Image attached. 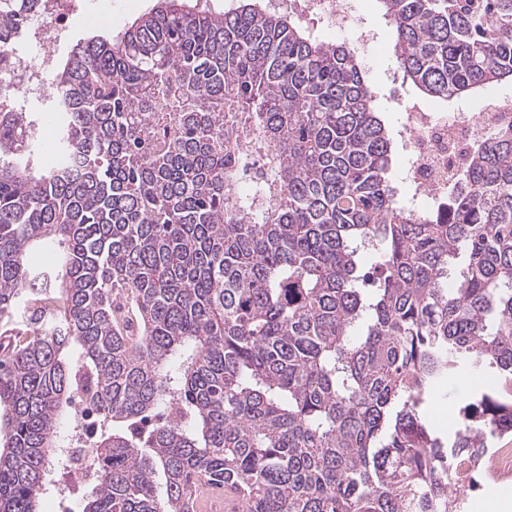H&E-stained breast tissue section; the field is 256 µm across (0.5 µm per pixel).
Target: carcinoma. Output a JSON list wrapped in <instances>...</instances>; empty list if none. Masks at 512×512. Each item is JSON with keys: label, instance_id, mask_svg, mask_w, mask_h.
Here are the masks:
<instances>
[{"label": "carcinoma", "instance_id": "cac0c4a2", "mask_svg": "<svg viewBox=\"0 0 512 512\" xmlns=\"http://www.w3.org/2000/svg\"><path fill=\"white\" fill-rule=\"evenodd\" d=\"M37 2L0 0V45ZM379 2L423 98L512 82V0ZM54 81L57 165L36 113L0 112V512H41L67 448L92 449L81 512H195L202 484L242 512H460L448 463L512 433V125L402 207L357 52L257 0H156ZM234 112L267 146L245 197ZM485 367L439 435L438 390Z\"/></svg>", "mask_w": 512, "mask_h": 512}]
</instances>
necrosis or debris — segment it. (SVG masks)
Segmentation results:
<instances>
[{
	"label": "necrosis or debris",
	"mask_w": 512,
	"mask_h": 512,
	"mask_svg": "<svg viewBox=\"0 0 512 512\" xmlns=\"http://www.w3.org/2000/svg\"><path fill=\"white\" fill-rule=\"evenodd\" d=\"M75 6L76 0H39L36 13L15 25V49L0 53L1 95L20 105L50 93L56 70L53 45ZM303 11L351 34L361 54H369L378 42L375 33L364 29L354 0H305ZM511 120L512 110L502 106L494 91L466 102L460 112L420 103L407 107L400 135L408 152L405 184L411 197L447 198L448 186L463 170L475 140L491 134L498 122Z\"/></svg>",
	"instance_id": "4bbe7bcc"
}]
</instances>
